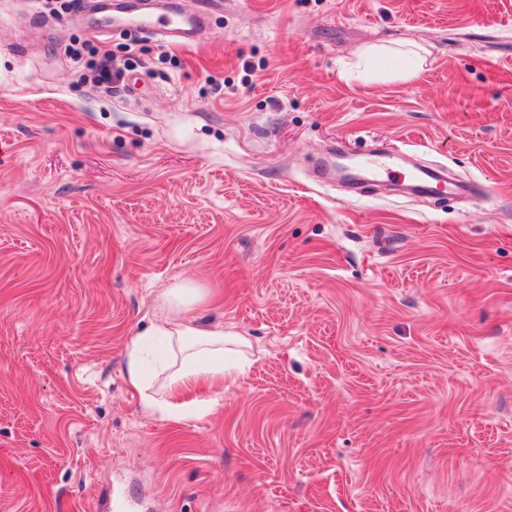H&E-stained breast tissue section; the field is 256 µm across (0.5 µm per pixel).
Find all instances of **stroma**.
Segmentation results:
<instances>
[{
  "label": "stroma",
  "instance_id": "1",
  "mask_svg": "<svg viewBox=\"0 0 512 512\" xmlns=\"http://www.w3.org/2000/svg\"><path fill=\"white\" fill-rule=\"evenodd\" d=\"M92 18L0 0V512H512V0H224L186 47ZM407 42L417 78H348ZM376 141L479 190L328 173ZM188 281L251 362L151 418L125 347ZM87 69L93 72L94 83L107 93L112 92V69L108 53H104L97 60L90 59L86 63Z\"/></svg>",
  "mask_w": 512,
  "mask_h": 512
}]
</instances>
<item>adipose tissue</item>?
<instances>
[{
    "mask_svg": "<svg viewBox=\"0 0 512 512\" xmlns=\"http://www.w3.org/2000/svg\"><path fill=\"white\" fill-rule=\"evenodd\" d=\"M201 289L185 298L183 288L163 297L166 314L130 340L125 374L140 392L145 414L161 419L208 413L213 402L200 389L223 386L242 371L247 343L236 334L199 324L191 310L201 303Z\"/></svg>",
    "mask_w": 512,
    "mask_h": 512,
    "instance_id": "1",
    "label": "adipose tissue"
}]
</instances>
